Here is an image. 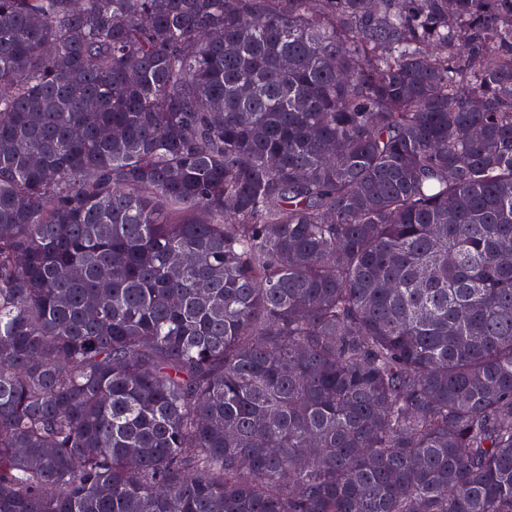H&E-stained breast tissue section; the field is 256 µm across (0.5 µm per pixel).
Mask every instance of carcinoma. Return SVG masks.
<instances>
[{
	"label": "carcinoma",
	"mask_w": 512,
	"mask_h": 512,
	"mask_svg": "<svg viewBox=\"0 0 512 512\" xmlns=\"http://www.w3.org/2000/svg\"><path fill=\"white\" fill-rule=\"evenodd\" d=\"M0 512H512V0H0Z\"/></svg>",
	"instance_id": "carcinoma-1"
}]
</instances>
